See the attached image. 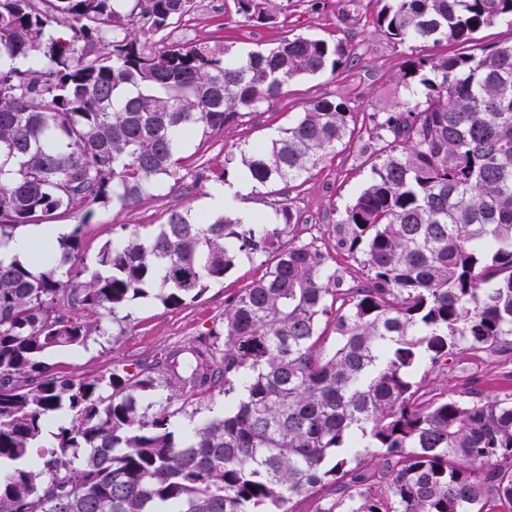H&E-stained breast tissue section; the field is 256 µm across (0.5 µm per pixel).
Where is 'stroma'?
<instances>
[{
    "label": "stroma",
    "mask_w": 512,
    "mask_h": 512,
    "mask_svg": "<svg viewBox=\"0 0 512 512\" xmlns=\"http://www.w3.org/2000/svg\"><path fill=\"white\" fill-rule=\"evenodd\" d=\"M223 2L219 12L194 6L179 24L187 32V41L223 44L232 52L244 54L260 46H273L287 34L302 33L331 43L343 41L355 56L354 64L292 81L270 110L234 121L205 141L190 140L184 149L189 169L180 184H166L162 191L144 197L131 209L96 208L85 236L84 263L89 269H96L101 246L123 227L163 223L172 208L210 213L211 185L196 181V168L219 167L240 146L276 136L310 102L325 97L347 101L354 135L328 154L291 189L289 196L304 219L295 228V236L335 251L336 237L330 227L371 179L363 148L375 135L378 114L389 111L405 96L400 69L419 49L397 44L379 30L377 0H322L316 12L309 10L305 0H292L277 24L258 28L239 25L232 0ZM261 273L259 262L240 260L223 282L211 284L202 297L176 309L165 307L152 295L136 299L108 322L105 335L94 337L75 353L52 352L50 361L60 370L94 377L116 369L131 371L137 364L160 358L171 347L194 345L219 324L225 299ZM425 381L453 397L469 392L487 399L512 396V344L477 357L459 354L449 361L447 369L428 374Z\"/></svg>",
    "instance_id": "1"
}]
</instances>
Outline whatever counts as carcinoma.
Segmentation results:
<instances>
[{"label": "carcinoma", "mask_w": 512, "mask_h": 512, "mask_svg": "<svg viewBox=\"0 0 512 512\" xmlns=\"http://www.w3.org/2000/svg\"><path fill=\"white\" fill-rule=\"evenodd\" d=\"M195 0H0V242L81 219L57 244L0 262V512H489L512 509V398H453L424 374L512 337V42L406 61L407 94L368 145L373 178L333 226L366 270L344 281L284 193L280 223L171 209L84 264L94 209L132 208L179 182L188 140L271 108L288 83L353 63L303 34L231 57L169 42ZM291 0H233L273 23ZM399 44L463 45L512 0H378ZM64 25L70 35L59 34ZM343 101L310 103L276 138L240 150L243 174L293 188L352 136ZM234 158L197 179L224 183ZM261 276L224 301L209 339L136 371L81 377L48 362L104 332L154 286L193 302L241 258ZM224 389L229 409L187 435L182 392ZM168 389L151 418L139 394ZM72 416L32 458L46 425Z\"/></svg>", "instance_id": "1"}]
</instances>
